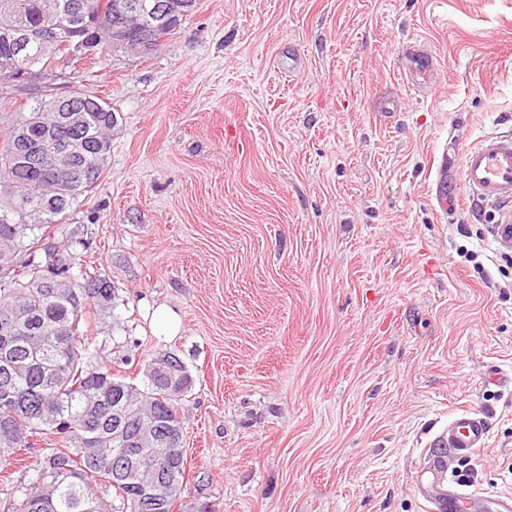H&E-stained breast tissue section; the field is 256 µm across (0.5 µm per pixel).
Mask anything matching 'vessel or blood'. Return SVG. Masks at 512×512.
I'll use <instances>...</instances> for the list:
<instances>
[{"instance_id":"obj_1","label":"vessel or blood","mask_w":512,"mask_h":512,"mask_svg":"<svg viewBox=\"0 0 512 512\" xmlns=\"http://www.w3.org/2000/svg\"><path fill=\"white\" fill-rule=\"evenodd\" d=\"M460 178L474 205H493V239L512 248V135H491L463 150L458 158ZM490 426L480 413L456 414L439 436L440 452L427 455L421 470L438 489L436 512H512V495L493 502L481 499L454 475V465L486 448Z\"/></svg>"}]
</instances>
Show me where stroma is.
<instances>
[{"label":"stroma","instance_id":"1","mask_svg":"<svg viewBox=\"0 0 512 512\" xmlns=\"http://www.w3.org/2000/svg\"><path fill=\"white\" fill-rule=\"evenodd\" d=\"M412 50L436 62L414 89ZM72 84L119 124L55 238L121 291L131 362L105 331L98 362L138 384L170 352L194 379L179 512H434L419 471L465 410L491 426L466 481L512 494V386L485 381L512 372V250L441 163L512 133V0H198ZM45 448L0 462V497Z\"/></svg>","mask_w":512,"mask_h":512}]
</instances>
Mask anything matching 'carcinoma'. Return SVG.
I'll return each instance as SVG.
<instances>
[{
  "label": "carcinoma",
  "instance_id": "cac0c4a2",
  "mask_svg": "<svg viewBox=\"0 0 512 512\" xmlns=\"http://www.w3.org/2000/svg\"><path fill=\"white\" fill-rule=\"evenodd\" d=\"M73 0H0V21L20 31L54 24L56 49L45 54L34 42L19 52L0 34V62L25 57L14 75L0 73V89L22 84L36 91L33 105L16 113L0 132V459L11 460L30 439L50 432L54 447L33 468L34 480L22 497H0V512H174L181 496L186 456L178 405L192 391L175 394L166 376L144 372L142 385L94 364L95 321L112 318L123 299L98 269L82 264L90 244L77 233L64 248L46 232L96 186L104 166L97 154L112 151L117 113L105 100L80 90H65L81 111L77 123L43 143L44 163L31 168L19 156L18 126L32 139L42 136L54 113L40 101L58 95L48 67L60 56L77 64L95 59L69 53ZM80 134L90 153L73 160L76 184L56 195L54 168L61 140ZM151 428L162 436L177 434L166 457L135 445L137 434Z\"/></svg>",
  "mask_w": 512,
  "mask_h": 512
}]
</instances>
